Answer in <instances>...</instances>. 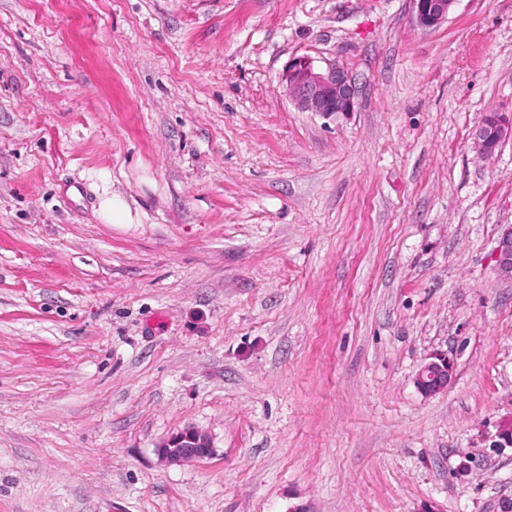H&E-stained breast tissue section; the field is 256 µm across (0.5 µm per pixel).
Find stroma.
<instances>
[{"label":"stroma","mask_w":512,"mask_h":512,"mask_svg":"<svg viewBox=\"0 0 512 512\" xmlns=\"http://www.w3.org/2000/svg\"><path fill=\"white\" fill-rule=\"evenodd\" d=\"M301 55L355 111L288 100ZM493 111L512 0H0V512H504ZM456 0H413L414 19L417 26L431 29L448 18V13ZM288 98L303 112L334 116L353 112L358 99L355 80L335 63L321 68L308 56L294 57L283 73ZM512 139V115L490 112L473 133V143L478 153L484 157L494 155L500 146ZM100 213L109 224H131L132 216L127 205L119 198H107L100 203ZM454 374V361L445 353H436L428 358L419 369L415 384L425 396H435L443 392ZM158 451L165 461L181 463L210 456L213 446L205 432L188 427L164 439Z\"/></svg>","instance_id":"obj_1"}]
</instances>
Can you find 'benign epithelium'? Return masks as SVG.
I'll return each instance as SVG.
<instances>
[{
    "instance_id": "7a95c632",
    "label": "benign epithelium",
    "mask_w": 512,
    "mask_h": 512,
    "mask_svg": "<svg viewBox=\"0 0 512 512\" xmlns=\"http://www.w3.org/2000/svg\"><path fill=\"white\" fill-rule=\"evenodd\" d=\"M456 0H413L417 26L431 29L448 18ZM282 83L288 98L303 112L324 116L354 111L358 89L349 72L336 64L319 67L316 61L302 55L291 59L283 73ZM512 139V115L490 112L473 133V143L484 157L494 155L500 146ZM495 272L499 279L512 281V225L500 233L494 248ZM454 374V361L446 353H436L419 369L415 384L420 393L434 396L443 392ZM159 454L169 463L202 459L213 453L209 436L192 427L180 430L164 439Z\"/></svg>"
}]
</instances>
